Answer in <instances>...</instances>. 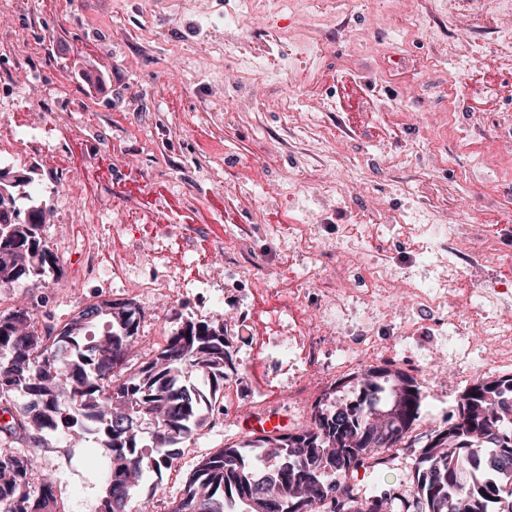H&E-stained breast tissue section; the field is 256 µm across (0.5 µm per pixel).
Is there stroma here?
Segmentation results:
<instances>
[{"mask_svg": "<svg viewBox=\"0 0 512 512\" xmlns=\"http://www.w3.org/2000/svg\"><path fill=\"white\" fill-rule=\"evenodd\" d=\"M438 6L439 0H371L370 11L347 22L350 29L369 30L372 51L310 27V9L341 16L338 0H314L280 13L271 12L265 0H41L33 15L0 13V30L38 40L31 68L14 81L0 123L51 129L53 111L45 97L59 90L65 100L85 105L56 143L59 169L34 155L22 171L36 169L46 186L61 170L88 194L107 191L112 209L98 222L113 247L159 251L161 262L184 278L194 273V260H201L214 283L210 289L183 286L173 297L139 298L144 317L136 355L153 347L155 334L170 335L190 316L220 323L250 310L268 335H288L290 327L278 314L284 288L305 287V310L318 309V291L305 284L309 261L288 244L300 215L289 192L293 181L322 218L328 245L324 273L348 272L360 289L369 281L363 270H351L352 254L397 267L418 261L414 241L401 225H374L367 206L372 198L390 213L425 207L451 219L465 209L475 212L482 230L498 232L500 248L512 251V235L503 230L512 220V171L493 148L512 133V66L487 49L469 66L448 67L421 86L404 82L415 59L445 50L447 35L418 31L398 49L393 34L406 14L428 16ZM240 12L247 15L245 26H225V18ZM282 27L290 32L287 42L255 51L280 61L274 81L248 72L242 84H230V74L240 71L241 46L259 31ZM303 44L323 61L311 89L295 61ZM398 51L403 54L398 79L376 85V72ZM100 64L110 70L111 82L103 92H88L75 74ZM450 82L470 90L461 114L468 124L463 132L449 127L448 102L439 92ZM290 92L298 103L286 113L280 98ZM309 93L334 102L329 120L343 134L342 148L304 129L303 100ZM380 96L392 99L397 111L378 114L372 103ZM424 137L435 143L438 162L405 157L406 147ZM381 146L388 156L378 154ZM478 154L482 167L470 186L461 185L460 168L471 166ZM350 170L358 173L357 183L345 181ZM336 183L341 192L321 201L322 187ZM230 230L249 257L253 278H237L224 268L220 245ZM63 266V287L24 283L0 289V313L27 309L42 329L63 325L88 301L130 297L115 274L93 283L80 280L76 255L67 256ZM405 303V289L397 287L392 314L375 337L394 345V365L422 389L421 416L412 433L421 443L457 418L470 369L495 379L512 375V365H492L481 339L441 335L425 312L413 315V330L403 332ZM231 350L237 359V406L225 412L223 429L205 430L185 443L159 484L143 489L156 505L181 497L203 456L244 438L239 421L264 393L267 379L286 380L277 364L251 365L249 339H232ZM92 445L61 434L36 451L38 469L53 478L65 512H94L106 485L103 460Z\"/></svg>", "mask_w": 512, "mask_h": 512, "instance_id": "stroma-1", "label": "stroma"}]
</instances>
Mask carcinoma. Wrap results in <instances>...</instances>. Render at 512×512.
I'll return each mask as SVG.
<instances>
[{"label": "carcinoma", "mask_w": 512, "mask_h": 512, "mask_svg": "<svg viewBox=\"0 0 512 512\" xmlns=\"http://www.w3.org/2000/svg\"><path fill=\"white\" fill-rule=\"evenodd\" d=\"M34 172L0 169V288L64 276L44 234ZM142 310L88 303L58 331L26 309L0 314V403L27 400L0 424V512H65L53 482L34 486L32 449L64 431L94 436L106 487L97 512H149L141 488L199 435L233 366L226 326L188 318L139 364ZM422 390L399 368L370 366L312 405L308 423L252 436L199 461L167 512H512V376L479 379L458 419L428 436L412 477L392 483L394 449L410 448ZM153 420L143 436V419ZM370 470L377 490L352 479Z\"/></svg>", "instance_id": "carcinoma-1"}]
</instances>
